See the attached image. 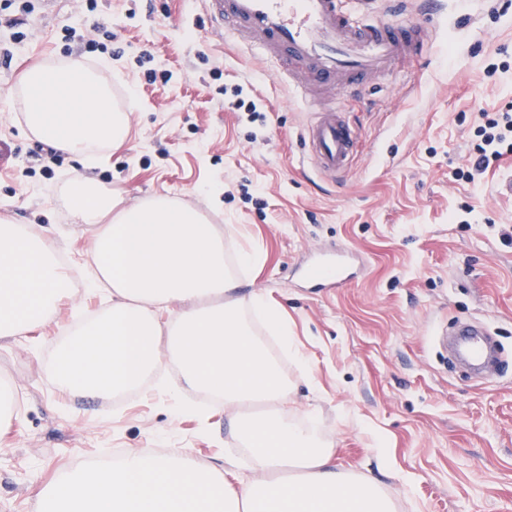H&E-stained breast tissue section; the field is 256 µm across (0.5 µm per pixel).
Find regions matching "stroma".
<instances>
[{
  "label": "stroma",
  "instance_id": "stroma-1",
  "mask_svg": "<svg viewBox=\"0 0 512 512\" xmlns=\"http://www.w3.org/2000/svg\"><path fill=\"white\" fill-rule=\"evenodd\" d=\"M22 20V39L0 29V215L41 225L66 267L87 276L91 234L66 205L74 176L120 189L128 206L156 196L195 206L223 234L226 260L259 255L237 270L235 297L245 310L261 293L282 310L312 367L306 378L281 359L288 412H316L339 468L378 481L397 512H512V152L464 177L483 114L512 107V0H440L425 63L400 60L334 98H300L240 41L214 36L190 0H96L92 10L58 0L52 15L32 0ZM91 29L99 46L89 52ZM104 58L112 103L133 127L87 166L25 133L20 79L34 65L93 70ZM236 87L256 117L233 108ZM329 102L358 134L335 180L304 162L301 138L313 105ZM331 249L361 256L357 279L308 287L298 268ZM106 304L105 291L74 286L30 340H0V380L16 386L15 418L0 434V512H38L37 486L132 448H186L252 476L223 404L181 415L154 391L178 382L174 364L116 410L104 394L60 392L56 345ZM467 318L485 320L501 348L484 382L440 357L439 328Z\"/></svg>",
  "mask_w": 512,
  "mask_h": 512
}]
</instances>
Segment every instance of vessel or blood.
<instances>
[{"label":"vessel or blood","mask_w":512,"mask_h":512,"mask_svg":"<svg viewBox=\"0 0 512 512\" xmlns=\"http://www.w3.org/2000/svg\"><path fill=\"white\" fill-rule=\"evenodd\" d=\"M209 25L244 38L247 46L275 63L305 66V86L344 92L383 73L398 59L423 56L429 29L422 24L395 27L375 15V0H357L359 12L343 0H202ZM357 132L335 107L314 113L303 133L306 153L316 168L336 177L356 154ZM355 254H330L303 270L321 288H343L353 278ZM490 337L481 326L460 332L459 355L475 365L488 358Z\"/></svg>","instance_id":"vessel-or-blood-1"}]
</instances>
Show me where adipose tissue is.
<instances>
[{
  "label": "adipose tissue",
  "instance_id": "ef3b65f1",
  "mask_svg": "<svg viewBox=\"0 0 512 512\" xmlns=\"http://www.w3.org/2000/svg\"><path fill=\"white\" fill-rule=\"evenodd\" d=\"M30 134L89 160L128 138L101 70L72 62L36 65L24 76ZM68 209L92 230L96 274L111 304L64 340L50 371L64 392L138 389L161 362L180 369L169 394L220 397L253 458L255 476L196 462L181 449L125 452L119 462L62 474L37 493L39 512H395L374 480L341 470L314 431L287 415L291 382L233 302L237 279L224 237L196 208L164 196L132 207L122 193L84 176ZM111 223H104V216ZM70 277L39 225L0 218V338H23L55 310Z\"/></svg>",
  "mask_w": 512,
  "mask_h": 512
}]
</instances>
